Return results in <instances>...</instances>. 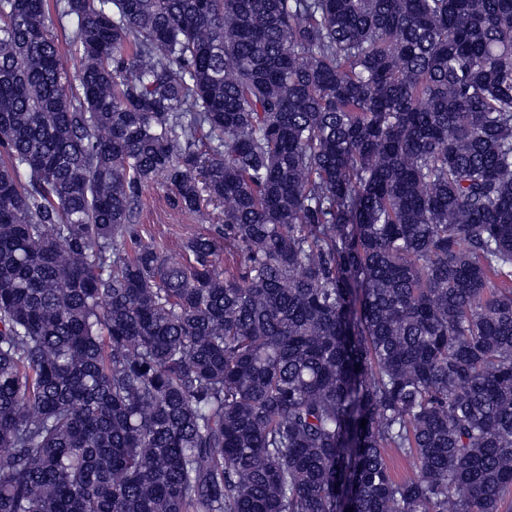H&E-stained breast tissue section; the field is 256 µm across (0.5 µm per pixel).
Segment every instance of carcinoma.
Segmentation results:
<instances>
[{"instance_id": "cac0c4a2", "label": "carcinoma", "mask_w": 512, "mask_h": 512, "mask_svg": "<svg viewBox=\"0 0 512 512\" xmlns=\"http://www.w3.org/2000/svg\"><path fill=\"white\" fill-rule=\"evenodd\" d=\"M0 449V512H503L512 0H0ZM169 194L166 187L156 183L143 189L136 228L140 234L154 236L171 260L179 262L185 253L183 242L194 234L207 231L210 224H200L191 216L175 219L169 204Z\"/></svg>"}]
</instances>
